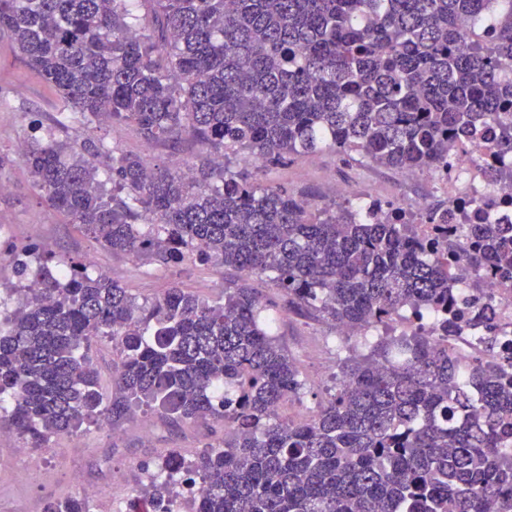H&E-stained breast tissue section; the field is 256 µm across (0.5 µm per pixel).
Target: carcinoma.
Segmentation results:
<instances>
[{"label":"carcinoma","instance_id":"cac0c4a2","mask_svg":"<svg viewBox=\"0 0 512 512\" xmlns=\"http://www.w3.org/2000/svg\"><path fill=\"white\" fill-rule=\"evenodd\" d=\"M0 30L64 104L54 124L30 122L20 160L68 223L143 264L265 274L339 331L383 330L293 419L280 409L306 383L246 283L218 301L178 285L141 299L84 260L3 245L18 285L0 313V430L46 448L137 410L224 428L190 458L138 462L153 512H512V366L493 362L494 336L465 363L449 336L492 320L454 293L470 269L511 272L512 238L457 224L472 248L450 256L414 224L371 222L367 202L307 209L226 162L333 150L432 171L488 127L512 155V0H0ZM71 124L190 140L210 159L152 167L70 140ZM176 476L207 493L174 504ZM41 512L90 509L69 493Z\"/></svg>","mask_w":512,"mask_h":512}]
</instances>
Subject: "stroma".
<instances>
[{"label": "stroma", "instance_id": "1", "mask_svg": "<svg viewBox=\"0 0 512 512\" xmlns=\"http://www.w3.org/2000/svg\"><path fill=\"white\" fill-rule=\"evenodd\" d=\"M61 110L55 89L34 71L13 49L8 33H0V156L8 163L0 169V182L7 191L0 193V242L39 243L45 250L79 258H93L97 272L131 288L139 296L151 298L172 285L189 289L213 300L222 297L217 279L230 282L246 280L249 287L275 306V332L300 365L308 391L288 404V416L298 419L316 410L332 385L341 354L365 350L362 337L342 338L335 326L313 313L288 307L285 298L262 276L241 277L231 269L218 272L213 268L185 263L176 267L144 265L132 256L103 248L84 235L76 225L40 198L26 167L17 158V145L28 131L30 120L50 122ZM68 135L74 140L95 137L120 149L145 155L150 162L165 166H199L206 153L197 146L171 149L167 144H146L132 127L100 126L89 130L71 125ZM336 171L351 179V197L367 195L388 169L357 161L345 162L335 152L326 151L316 158L298 157L290 164L260 172L261 181L282 184L297 193L315 196L326 204L336 200L324 175ZM211 421L176 426L153 415L111 425L105 422L87 426L78 437L56 439L58 459L42 457L40 449L16 440L0 445V512H40L45 494L64 495L75 491L72 472H80L95 488L90 499L91 512H114L115 508L135 499L142 488L144 475L136 465L180 450L190 455L202 447L203 434L210 432ZM32 470L36 476L28 482L16 479L18 471Z\"/></svg>", "mask_w": 512, "mask_h": 512}]
</instances>
